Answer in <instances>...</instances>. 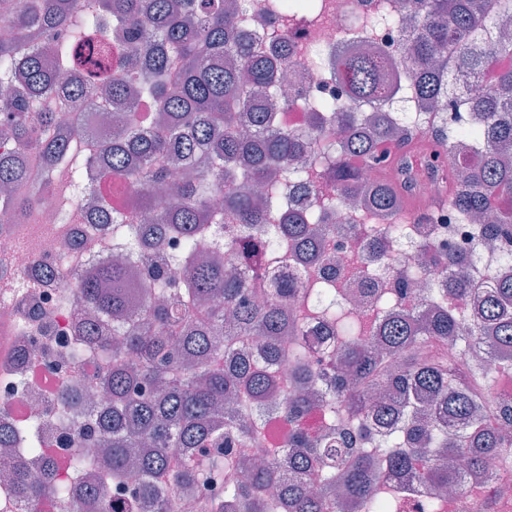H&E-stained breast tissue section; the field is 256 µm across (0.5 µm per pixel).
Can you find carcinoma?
I'll list each match as a JSON object with an SVG mask.
<instances>
[{
	"label": "carcinoma",
	"mask_w": 512,
	"mask_h": 512,
	"mask_svg": "<svg viewBox=\"0 0 512 512\" xmlns=\"http://www.w3.org/2000/svg\"><path fill=\"white\" fill-rule=\"evenodd\" d=\"M290 10L288 0H270L263 13L286 28ZM511 15L512 0H403L400 11L375 15L378 27L413 28L402 60L327 51L323 75L345 96L310 101L303 130L285 125L277 109L288 102L280 93L286 45L257 56L253 36L239 28L237 0H0V22L14 32L0 41V212L23 214L36 204L31 194L9 192L28 177L25 157H39L45 169L70 157L68 180L49 190L64 207L81 192L95 164L55 132L53 91L76 63L110 68L105 91L122 110L114 127L98 130L105 194L88 206L127 251L146 242L144 231L130 228L141 216L156 248L180 244L155 256L144 284L129 282L120 261L75 284L98 314L125 307L142 289L159 298L143 318L113 326L112 342L102 344L101 354L112 357L103 382L109 401L84 436L110 456L104 480L121 485L133 467L142 477L133 496L164 505L183 490L202 491L206 512H336L343 497L365 512H396L384 478L419 461L421 481L458 486L459 460L479 468L505 448L512 396L496 403L486 381L448 368L445 346L512 349V277L478 288L461 255L426 245L415 258L394 256L400 269L380 298L383 309L398 306L419 265L459 275L432 289L424 308L386 318L367 345L358 344L364 326L320 273L304 290L278 275L263 303L254 297L269 276L256 237L269 247L285 240L305 261L318 255L325 195L291 192L306 184L309 156L326 165L341 193H358L361 173L377 168L365 199L386 221V237L403 233L393 218L408 192L387 179L378 153L396 143L397 116L370 114L394 96L418 110L448 102L470 113L468 128L418 138L455 160L440 203L487 216L485 235L512 244V37L495 26ZM156 191L171 193L169 209H157ZM219 191L221 210L213 206ZM272 208L281 214L269 232ZM213 237L240 260L235 271L196 257L199 241ZM475 293L483 296L481 326L468 324L460 307ZM290 305L321 320L339 344L336 358L312 365L306 339L288 337ZM236 336L261 342L242 349ZM282 361L301 390L273 407ZM312 415L316 427L306 425ZM277 418L289 425L282 455L240 480L241 449L272 433ZM39 431L36 421L17 428L22 447L11 466L17 496L30 504L71 492L67 482L32 475ZM313 466L319 495L308 490Z\"/></svg>",
	"instance_id": "1"
}]
</instances>
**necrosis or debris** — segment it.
<instances>
[{"label": "necrosis or debris", "instance_id": "1", "mask_svg": "<svg viewBox=\"0 0 512 512\" xmlns=\"http://www.w3.org/2000/svg\"><path fill=\"white\" fill-rule=\"evenodd\" d=\"M319 2V12L296 14L285 32L273 24L258 26L261 0H247L240 14V28L257 33L261 50H270L280 38H287L293 66L286 74V85L296 93L320 96L337 90L310 64L317 49L348 44L371 48L385 60L399 55L404 44L401 33L370 23L390 0ZM70 211L69 217L58 218L53 198L46 196L38 210L20 221H0V432L15 431L19 423L40 418L45 430L40 456L58 462L60 481L68 479L76 451L74 435L56 427L61 396L69 390L78 394L81 406L71 411L70 418L73 426L84 424L100 400V378L112 367L110 360L99 355L75 361L68 354L81 335L84 316L73 282L110 263L116 252L111 227L100 224L82 199L75 200ZM396 220L406 227L400 243L405 255L428 243L465 255L471 277L484 285L512 272L502 261V248L484 237L481 225L469 223L454 207L425 216L402 210ZM329 224L318 259L289 262L286 270L300 288L318 270H335L338 299L351 300L362 323L378 324L382 311L360 289L369 282L382 290L393 285L387 270L390 250L379 233V217L373 209L355 208L342 200ZM448 362L463 369L477 365L491 376L493 395L512 393V378L502 373L503 355L481 350L465 353L452 344ZM438 495V512H503V505L512 506V452L490 458L482 475H466L461 487Z\"/></svg>", "mask_w": 512, "mask_h": 512}]
</instances>
